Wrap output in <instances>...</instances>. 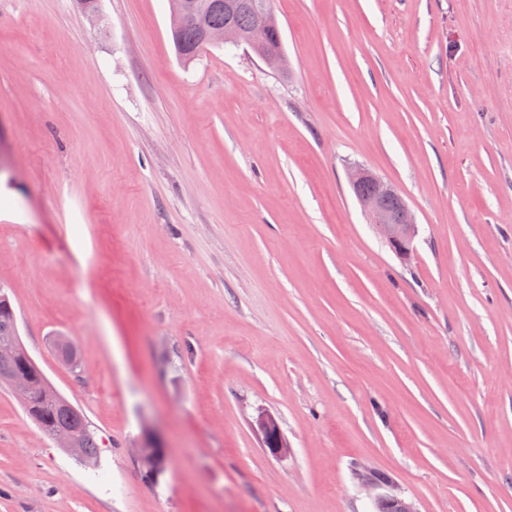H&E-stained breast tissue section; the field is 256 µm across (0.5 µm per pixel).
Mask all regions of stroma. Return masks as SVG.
<instances>
[{"instance_id": "1", "label": "stroma", "mask_w": 512, "mask_h": 512, "mask_svg": "<svg viewBox=\"0 0 512 512\" xmlns=\"http://www.w3.org/2000/svg\"><path fill=\"white\" fill-rule=\"evenodd\" d=\"M270 7L280 71L183 65L169 0H0V288L105 441L80 464L0 386V512H373L359 469L512 512V0ZM354 166L412 211L408 258ZM348 180L356 196L365 182L375 183L377 197L372 201H360V203L370 215L377 234L398 256L407 258L412 251L416 224L412 212L396 188L390 182L384 181L360 166L350 168ZM391 201L395 203L394 208L388 205ZM256 429L263 448L270 455L278 457L288 451V442L274 418L267 414H260L256 419ZM140 458L146 473L149 476L157 477L162 470L163 460L165 459L164 448H160L159 444L148 437L140 448Z\"/></svg>"}]
</instances>
